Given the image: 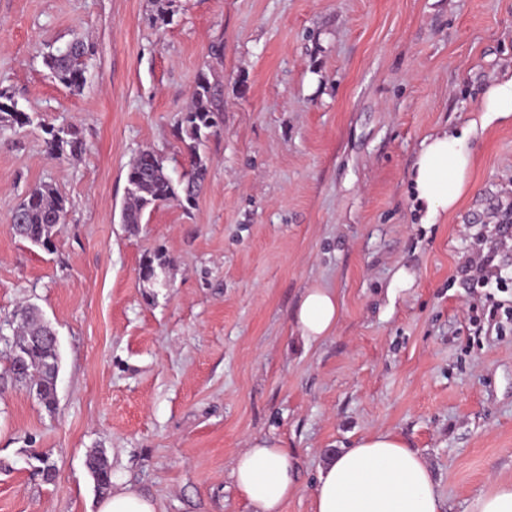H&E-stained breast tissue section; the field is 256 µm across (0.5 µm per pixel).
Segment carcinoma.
Wrapping results in <instances>:
<instances>
[{
	"label": "carcinoma",
	"mask_w": 512,
	"mask_h": 512,
	"mask_svg": "<svg viewBox=\"0 0 512 512\" xmlns=\"http://www.w3.org/2000/svg\"><path fill=\"white\" fill-rule=\"evenodd\" d=\"M174 0H152L155 23L165 26L173 16ZM93 49L75 39L64 49L45 56V65L52 77L73 91H81L87 83V61ZM223 113L213 102L211 84L204 75L194 88L188 110L180 120V139L184 143L188 169L175 178L169 172L167 159L153 150H143L132 161L126 174V184L133 191L125 195L121 223L134 231L142 223L147 210L162 204L190 207L196 201L207 173V157L201 152L206 141L222 130ZM31 124L28 114L18 109L11 96L0 91V125L24 127ZM47 148L52 155L73 157L86 150L79 130L73 126L48 130ZM68 199L54 185L41 183L33 187L12 216L18 236L49 250L53 247L58 222L65 220ZM11 324L19 334L9 351L6 376L15 374L16 360L22 362V378L44 407L52 412L56 406L58 346L48 339V328L32 305L17 309ZM88 469L101 491L112 484V467L103 450L91 452Z\"/></svg>",
	"instance_id": "cac0c4a2"
}]
</instances>
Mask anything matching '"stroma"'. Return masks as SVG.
Here are the masks:
<instances>
[{"label":"stroma","mask_w":512,"mask_h":512,"mask_svg":"<svg viewBox=\"0 0 512 512\" xmlns=\"http://www.w3.org/2000/svg\"><path fill=\"white\" fill-rule=\"evenodd\" d=\"M75 38L93 46L79 94L44 63ZM510 69L512 0H175L161 28L150 0H0V91L33 119L0 131V323L36 305L59 347L55 412L0 391V512H99L95 449L159 512H249L229 473L256 435L299 461L284 512H312L327 451L379 429L424 456L447 512L512 481V288L457 273L512 218V122L479 133L437 223L410 185L423 138L476 118ZM202 74L224 124L196 204L128 231V165L150 149L187 168ZM66 125L87 149L51 158L45 130ZM43 182L70 203L49 251L10 228ZM308 288L341 303L311 346L291 324Z\"/></svg>","instance_id":"1"}]
</instances>
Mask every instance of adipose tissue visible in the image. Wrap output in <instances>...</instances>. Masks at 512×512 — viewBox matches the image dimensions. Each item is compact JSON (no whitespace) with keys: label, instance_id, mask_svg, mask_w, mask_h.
Here are the masks:
<instances>
[{"label":"adipose tissue","instance_id":"1","mask_svg":"<svg viewBox=\"0 0 512 512\" xmlns=\"http://www.w3.org/2000/svg\"><path fill=\"white\" fill-rule=\"evenodd\" d=\"M473 162L469 129L422 140L411 181L425 223H435L467 194ZM339 317L335 292L309 288L292 325L306 343H318L334 332ZM231 477L251 512H283L298 490V462L276 440L256 436L235 457ZM313 512H446V506L424 457L393 431L377 430L330 453L319 469Z\"/></svg>","mask_w":512,"mask_h":512}]
</instances>
